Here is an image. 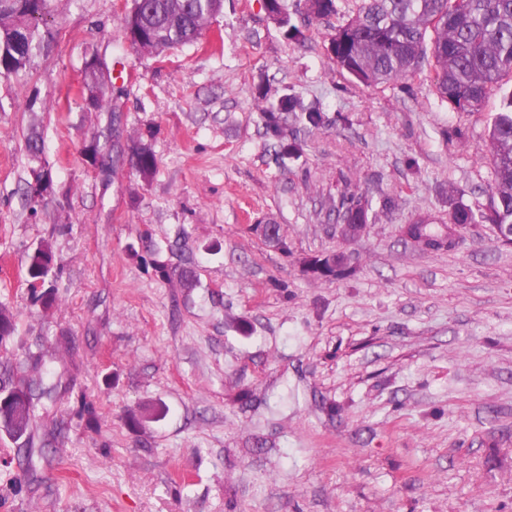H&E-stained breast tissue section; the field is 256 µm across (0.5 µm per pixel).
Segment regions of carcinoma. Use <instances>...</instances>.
Listing matches in <instances>:
<instances>
[{
  "label": "carcinoma",
  "mask_w": 512,
  "mask_h": 512,
  "mask_svg": "<svg viewBox=\"0 0 512 512\" xmlns=\"http://www.w3.org/2000/svg\"><path fill=\"white\" fill-rule=\"evenodd\" d=\"M308 2L300 26L292 23L287 0H262V8L269 19L287 28L288 37L302 40L313 22L337 15L336 0ZM223 10L224 0H126L119 23L126 32L139 31L158 57L196 43ZM20 27L25 34L19 46L13 37ZM54 40L52 0H0V77L31 68ZM328 55L338 71L366 86L405 80L426 69L441 100L457 112H479L503 78L512 77V0H361L353 16L334 26ZM254 99L264 134L277 146L272 159L278 166L302 150L294 129L325 126L324 112L294 94L271 100L259 85ZM126 142L132 152L130 166L149 180L158 167L155 152L141 136H130ZM486 159L494 172L491 207L477 216L458 201L445 219L418 214L408 228L418 249H446L450 224L459 233L472 224L512 225V90L502 96L492 118ZM373 219L372 198L362 190L340 192L328 211V222L348 224L354 234ZM313 264L317 280L338 276L328 254L313 259ZM55 266V254L46 242L29 255L26 273L31 294L47 308L57 300L49 284ZM15 332L14 314L1 304V348ZM10 388L26 389L27 400L0 411V435L25 449L30 462L33 448L45 446L35 442L34 423L36 407L50 390L40 379L22 386L5 366L0 371V391Z\"/></svg>",
  "instance_id": "carcinoma-1"
}]
</instances>
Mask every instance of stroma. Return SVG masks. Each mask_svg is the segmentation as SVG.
<instances>
[{
  "label": "stroma",
  "mask_w": 512,
  "mask_h": 512,
  "mask_svg": "<svg viewBox=\"0 0 512 512\" xmlns=\"http://www.w3.org/2000/svg\"><path fill=\"white\" fill-rule=\"evenodd\" d=\"M119 4L53 0L56 43L0 79V302L55 388L35 427L42 458L16 463L0 438V512H512V246L487 224L442 251L400 233L457 201L489 208L498 97L461 113L422 74L364 86L329 61L331 22L296 41L261 0H224L193 45L125 48L115 113L90 112L82 61L123 45ZM260 84L329 120L280 167ZM116 114L125 134L151 133V180L83 162ZM39 162L52 185L33 214ZM348 185L378 207L353 238L321 208ZM269 219L287 249L257 232ZM43 241L59 262L48 310L25 275ZM336 251L343 276L304 274ZM158 262L193 270L195 288L159 278Z\"/></svg>",
  "instance_id": "stroma-1"
}]
</instances>
